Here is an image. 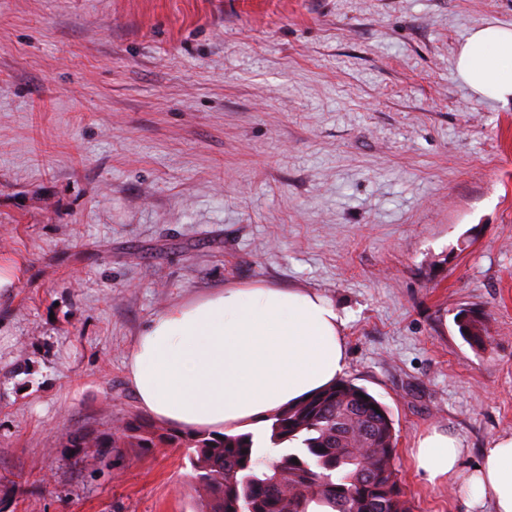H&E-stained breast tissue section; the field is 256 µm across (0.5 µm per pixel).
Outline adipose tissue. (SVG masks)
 <instances>
[{"label": "adipose tissue", "mask_w": 512, "mask_h": 512, "mask_svg": "<svg viewBox=\"0 0 512 512\" xmlns=\"http://www.w3.org/2000/svg\"><path fill=\"white\" fill-rule=\"evenodd\" d=\"M456 69L475 93L512 100V28L488 25L461 46ZM344 322L320 292L229 286L176 304L138 335L128 373L143 410L191 429L255 430L337 381L346 365ZM448 432L420 436L411 453L430 484L459 482L471 512H512V435L483 451L479 469H459Z\"/></svg>", "instance_id": "ef3b65f1"}]
</instances>
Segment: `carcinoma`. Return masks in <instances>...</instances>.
<instances>
[{
  "instance_id": "carcinoma-1",
  "label": "carcinoma",
  "mask_w": 512,
  "mask_h": 512,
  "mask_svg": "<svg viewBox=\"0 0 512 512\" xmlns=\"http://www.w3.org/2000/svg\"><path fill=\"white\" fill-rule=\"evenodd\" d=\"M467 341H484L481 322L456 316ZM270 457L250 432L160 433L130 422L105 436L70 435L73 447L194 449L200 512H411L394 468L395 431L387 408L341 379L272 418ZM297 462H292V459Z\"/></svg>"
}]
</instances>
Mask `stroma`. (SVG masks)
Returning <instances> with one entry per match:
<instances>
[{"instance_id": "stroma-1", "label": "stroma", "mask_w": 512, "mask_h": 512, "mask_svg": "<svg viewBox=\"0 0 512 512\" xmlns=\"http://www.w3.org/2000/svg\"><path fill=\"white\" fill-rule=\"evenodd\" d=\"M486 25L512 0H0V512H196L188 448L67 438L146 419L134 340L229 284L333 303L413 512H468L410 449L512 435V100L455 68ZM23 269L22 263L0 260V296L2 292L8 294L11 288H16L22 277ZM456 323L459 328V333L470 343L480 345L484 341L483 329L481 322L475 318L468 317L463 311H460L456 316Z\"/></svg>"}]
</instances>
